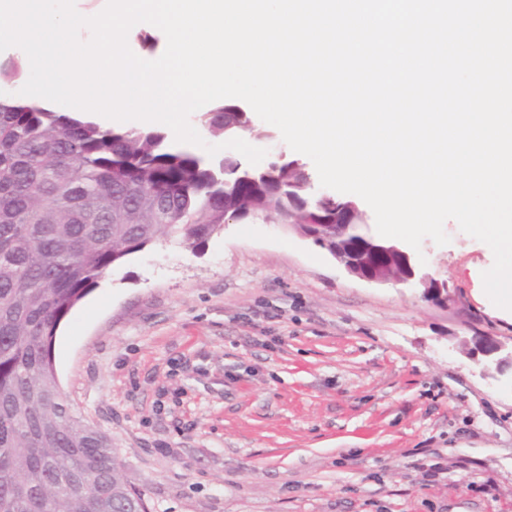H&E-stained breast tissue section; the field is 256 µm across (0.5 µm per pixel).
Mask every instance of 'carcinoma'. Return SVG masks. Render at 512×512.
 <instances>
[{
  "label": "carcinoma",
  "mask_w": 512,
  "mask_h": 512,
  "mask_svg": "<svg viewBox=\"0 0 512 512\" xmlns=\"http://www.w3.org/2000/svg\"><path fill=\"white\" fill-rule=\"evenodd\" d=\"M22 73L20 60L0 62V83ZM203 121L222 136L240 108L218 103ZM295 165L245 181L163 131L0 96V512H147L111 441L65 400L57 328L112 265L159 239L192 251L227 215L365 223L350 200L303 203Z\"/></svg>",
  "instance_id": "obj_1"
}]
</instances>
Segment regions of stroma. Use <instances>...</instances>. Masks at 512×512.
Masks as SVG:
<instances>
[{
  "instance_id": "obj_1",
  "label": "stroma",
  "mask_w": 512,
  "mask_h": 512,
  "mask_svg": "<svg viewBox=\"0 0 512 512\" xmlns=\"http://www.w3.org/2000/svg\"><path fill=\"white\" fill-rule=\"evenodd\" d=\"M420 285L349 275L274 222L128 256L52 345L76 416L147 512H512V385L462 344L512 347L479 283L493 254L444 224Z\"/></svg>"
}]
</instances>
